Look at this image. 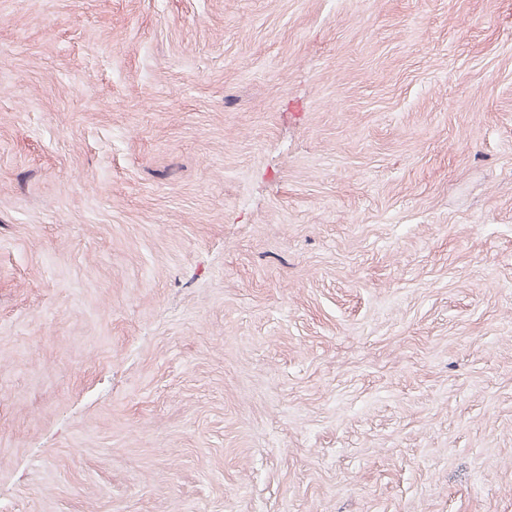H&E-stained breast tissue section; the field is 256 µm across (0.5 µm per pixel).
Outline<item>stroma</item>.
Returning a JSON list of instances; mask_svg holds the SVG:
<instances>
[{"label":"stroma","instance_id":"obj_1","mask_svg":"<svg viewBox=\"0 0 512 512\" xmlns=\"http://www.w3.org/2000/svg\"><path fill=\"white\" fill-rule=\"evenodd\" d=\"M0 512H512V0H0Z\"/></svg>","mask_w":512,"mask_h":512}]
</instances>
